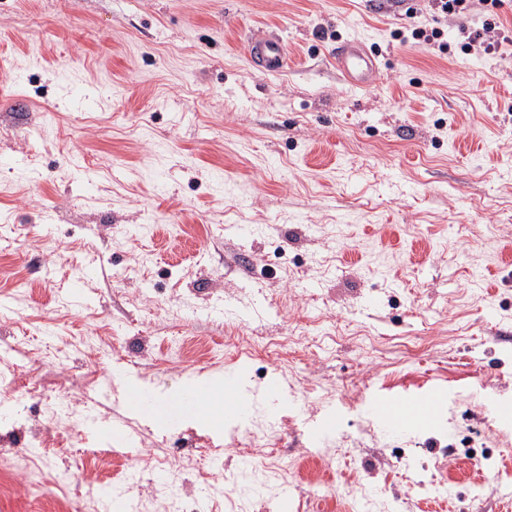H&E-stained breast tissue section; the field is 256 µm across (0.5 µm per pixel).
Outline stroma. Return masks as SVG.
I'll return each instance as SVG.
<instances>
[{
	"label": "stroma",
	"mask_w": 512,
	"mask_h": 512,
	"mask_svg": "<svg viewBox=\"0 0 512 512\" xmlns=\"http://www.w3.org/2000/svg\"><path fill=\"white\" fill-rule=\"evenodd\" d=\"M0 0V512H105L103 486L155 479L206 512H504L512 488V28L464 49L485 16L435 19L427 0ZM288 64L257 70L253 30ZM440 28L439 42L414 28ZM357 39L376 86L330 54ZM224 314L210 316L216 303ZM252 318H245V311ZM173 390L235 368L288 391L262 494L225 495L235 434L132 416L139 453L83 421L118 369ZM442 393L441 419L383 432L373 395ZM339 407L312 459L309 428ZM71 451L48 455L59 439ZM218 451L201 473L200 449ZM500 473L484 484L479 476ZM378 55L358 40H346L336 46L332 60L336 70L353 87L372 86L378 76Z\"/></svg>",
	"instance_id": "1"
}]
</instances>
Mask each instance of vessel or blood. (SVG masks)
Instances as JSON below:
<instances>
[{"mask_svg":"<svg viewBox=\"0 0 512 512\" xmlns=\"http://www.w3.org/2000/svg\"><path fill=\"white\" fill-rule=\"evenodd\" d=\"M247 54L264 71L277 73L283 71L286 64L285 48L280 39L265 30H257L248 39ZM337 71L353 87L372 86L378 76L377 55L363 42L347 40L340 43L332 53ZM125 395L120 402L124 412L147 417L149 423L175 430L182 426L189 408L206 400L208 388L199 384H187L182 392L179 404L170 405L157 399L148 389L137 384L131 375L121 378ZM224 393L226 395L225 419L211 423L210 428L216 435H223L225 422L244 418L250 410V398L241 393L237 376L233 372L224 375ZM444 399L438 397L422 398L406 393L397 398H375L369 405L370 413L379 427L387 433L398 434L404 431L411 416L424 412L432 417H440L444 408ZM89 432L105 444H118L124 455H132L134 444L123 422H116L109 428L89 425Z\"/></svg>","mask_w":512,"mask_h":512,"instance_id":"1","label":"vessel or blood"}]
</instances>
